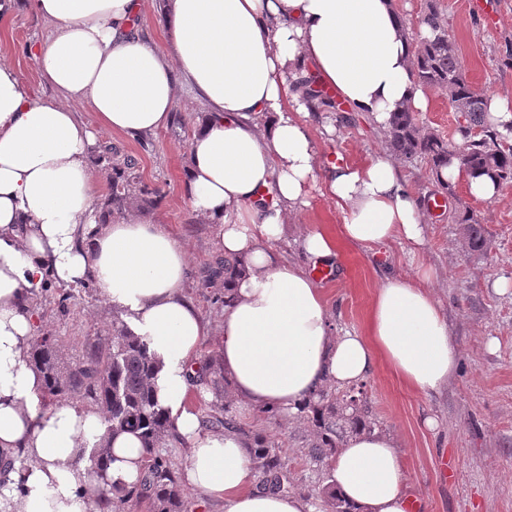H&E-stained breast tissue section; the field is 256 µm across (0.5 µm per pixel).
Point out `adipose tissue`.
<instances>
[{
	"instance_id": "1",
	"label": "adipose tissue",
	"mask_w": 512,
	"mask_h": 512,
	"mask_svg": "<svg viewBox=\"0 0 512 512\" xmlns=\"http://www.w3.org/2000/svg\"><path fill=\"white\" fill-rule=\"evenodd\" d=\"M53 29L30 51L62 97L40 99L0 60V512H98L102 482L88 461L107 441V480L137 484L146 454L132 434L108 436L94 407L41 410L43 380L28 361L45 279L94 281L159 364L160 405L187 450L185 487L224 512H313L301 495L262 492L245 441L210 431L191 402V373L210 327L185 295L189 258L155 215L119 219L98 198L91 161L100 135L166 127L181 84L210 110L188 147L181 183L197 222L213 225L218 251L242 271L229 285L219 354L234 399L252 412L297 416L321 390L365 381L378 357L412 388L437 393L459 366L450 326L428 285L385 274L369 334L336 331L309 265L332 264L336 239L301 236L302 261L278 247L313 183L345 216L341 239L419 246L428 221L396 156L321 167L312 123L322 106L310 77L387 130L391 113L425 110L414 70L421 40L396 0H167V46L136 23L146 0H26ZM86 104L97 124L76 112ZM332 484L356 512H410L403 455L394 439L357 431L332 459Z\"/></svg>"
}]
</instances>
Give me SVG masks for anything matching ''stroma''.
<instances>
[{
  "label": "stroma",
  "instance_id": "stroma-1",
  "mask_svg": "<svg viewBox=\"0 0 512 512\" xmlns=\"http://www.w3.org/2000/svg\"><path fill=\"white\" fill-rule=\"evenodd\" d=\"M448 33L458 47L468 81L477 89L503 94L512 91V0H436ZM50 27L26 8L0 22V59L12 63L41 99L57 102L60 94L42 82L28 49L48 36ZM428 106L416 118L424 130L455 143L456 113L447 98L427 90ZM334 136L314 125L322 164L361 165L386 147V138L362 112H334ZM109 142L120 154L140 162L143 180L161 193L156 209L161 224L185 247L190 260L186 294L211 328H219L224 309L215 302V289L201 287L204 270L219 254L215 234L195 223L179 190L188 147L172 138L169 129L133 138L112 134ZM409 186L418 198L444 196L446 206L429 213L422 261L435 270L432 293L448 316L451 342L459 353V368L440 393L424 394L405 385L385 360L367 380L368 398L378 431L390 434L403 452L406 489L417 512H512V184L495 200L470 196L465 180L441 192L426 163L406 164ZM307 206L295 211L280 243L298 258L296 241L306 231L338 234L342 212L312 187ZM470 207L485 229L487 248L469 251L459 225L449 216ZM410 246L391 242L382 249L343 244L332 281L323 293L337 328L367 334L371 304L384 271L412 277ZM42 335L61 337L60 358L71 366L82 355L85 337L104 333L118 310L100 291L77 293L69 315H60L53 302L39 310ZM238 419L251 430L279 438L286 454L288 484L309 497L316 512H327L315 495L331 478L330 461H317L307 452L311 427L303 420H271L235 407ZM437 425L427 428L424 417Z\"/></svg>",
  "mask_w": 512,
  "mask_h": 512
}]
</instances>
